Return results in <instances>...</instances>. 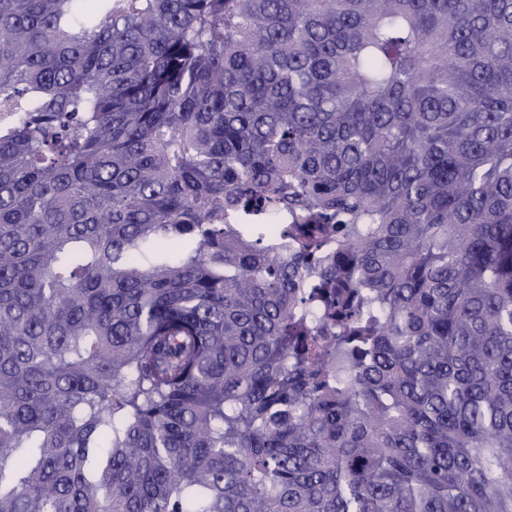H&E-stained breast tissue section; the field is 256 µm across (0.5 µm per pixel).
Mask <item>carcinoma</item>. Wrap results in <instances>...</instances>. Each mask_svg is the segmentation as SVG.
Here are the masks:
<instances>
[{
  "instance_id": "obj_1",
  "label": "carcinoma",
  "mask_w": 512,
  "mask_h": 512,
  "mask_svg": "<svg viewBox=\"0 0 512 512\" xmlns=\"http://www.w3.org/2000/svg\"><path fill=\"white\" fill-rule=\"evenodd\" d=\"M0 512H512V0H0Z\"/></svg>"
}]
</instances>
